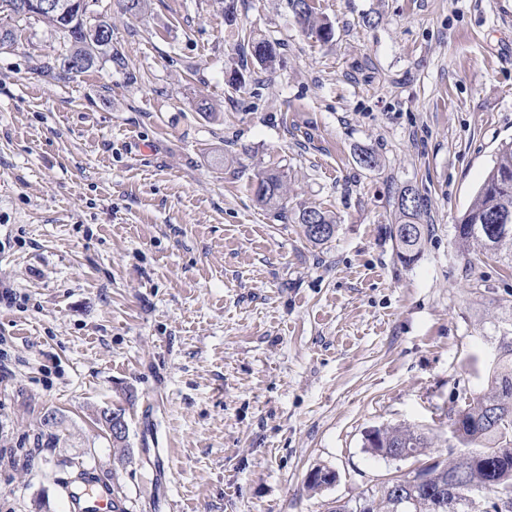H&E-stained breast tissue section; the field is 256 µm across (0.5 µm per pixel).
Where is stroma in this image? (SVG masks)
<instances>
[{"mask_svg":"<svg viewBox=\"0 0 512 512\" xmlns=\"http://www.w3.org/2000/svg\"><path fill=\"white\" fill-rule=\"evenodd\" d=\"M315 3L326 43L288 0H235L232 23L217 0H89L123 65L53 79L68 43L37 21L0 50V512H66L82 471L128 512H331L447 459L449 408L512 334V270L454 240L512 142V0ZM243 28L280 42L276 68L244 63ZM262 168L286 214L255 202ZM407 187L409 266L389 236ZM303 206L334 216L327 243ZM104 408L125 411L120 466ZM408 425L426 458L369 450ZM318 468L336 480L314 490ZM409 192L414 191L407 187L400 192L397 202L396 222L390 227V237L395 243L396 256L406 266L413 264L418 258L424 235L423 224L419 222L424 206L423 199L418 196L417 208L414 210L404 207L402 199ZM408 226H410V232L404 233ZM309 215L315 217L316 224L309 223ZM298 224L302 225L306 238L315 244L331 239L336 229L335 220L327 212L312 206L299 209Z\"/></svg>","mask_w":512,"mask_h":512,"instance_id":"stroma-1","label":"stroma"}]
</instances>
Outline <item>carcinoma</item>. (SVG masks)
<instances>
[{
    "instance_id": "1",
    "label": "carcinoma",
    "mask_w": 512,
    "mask_h": 512,
    "mask_svg": "<svg viewBox=\"0 0 512 512\" xmlns=\"http://www.w3.org/2000/svg\"><path fill=\"white\" fill-rule=\"evenodd\" d=\"M26 0H0V49L17 41V31L31 20H44L57 29L67 22L56 15H36L23 11ZM302 32L326 41L332 36L328 22L316 17L311 0H288ZM69 40L66 53L46 65V72L56 78L85 72L105 60L117 65L123 58L112 47V39H102L95 32L83 35L78 31L64 32ZM240 43L246 54L261 65L274 67L281 61L280 43L256 38L243 31ZM256 202L268 209L285 211L287 181L284 173L267 170L252 182ZM411 192L403 189L397 202L396 222L390 227L398 260L409 266L420 254L424 227L420 224L423 199L417 208L403 206L401 199ZM507 216L512 220V144L500 149L493 166L487 172L471 206L455 224V234L465 254L483 251L496 252L512 266V223L495 224L494 217ZM298 223L306 238L323 244L335 233V220L318 207L299 209ZM500 355L490 372V389L472 399L464 408L454 412L450 423L452 437L458 446L449 448L447 461H435L426 467L424 482L413 483L404 476L391 480L378 491L376 498L382 512H436L438 497L445 496L444 512H477L470 497L481 491L484 497L498 500L503 488L512 487V336L499 340ZM372 451L390 457L396 454L414 457L428 447L425 433L410 427L375 430L367 440ZM499 512H512V490Z\"/></svg>"
}]
</instances>
